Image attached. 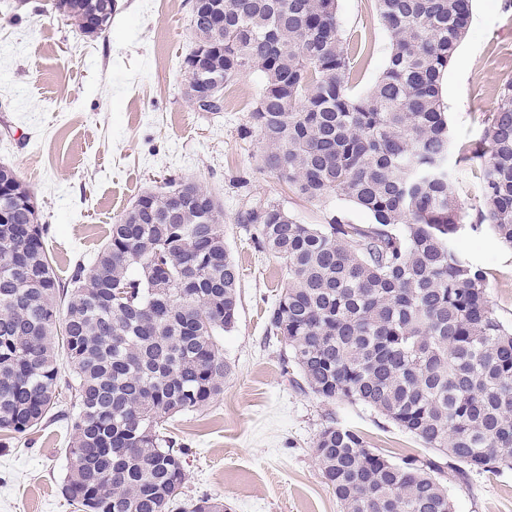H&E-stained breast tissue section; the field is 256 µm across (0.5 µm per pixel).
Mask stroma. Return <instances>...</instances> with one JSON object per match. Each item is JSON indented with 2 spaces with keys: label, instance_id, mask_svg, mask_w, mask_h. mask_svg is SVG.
I'll use <instances>...</instances> for the list:
<instances>
[{
  "label": "stroma",
  "instance_id": "stroma-1",
  "mask_svg": "<svg viewBox=\"0 0 512 512\" xmlns=\"http://www.w3.org/2000/svg\"><path fill=\"white\" fill-rule=\"evenodd\" d=\"M56 0H21L0 13V164L33 193L59 279L90 261L144 192L168 179L197 182L224 206V246L240 271L235 326L224 334V391L168 429L186 448L183 496H208L226 512H342L313 453L329 419L353 428L392 460L426 455L414 436L363 405L327 402L293 383L266 314L288 286L280 259L255 248L240 212L274 204L305 224L370 215L343 196L309 200L262 164L249 130L264 85L247 71L228 85L224 110L196 111L183 60L192 44L191 0H117L109 31L83 37ZM343 38H363L353 90L383 73L389 35L373 0H338ZM512 76V0H473L468 31L442 80L456 145L479 142L502 79ZM457 251L489 274V300L512 326V250L490 232L469 233ZM69 432L54 421L17 438L0 432V512H75L62 493ZM453 512H512V469L473 472L448 485Z\"/></svg>",
  "mask_w": 512,
  "mask_h": 512
}]
</instances>
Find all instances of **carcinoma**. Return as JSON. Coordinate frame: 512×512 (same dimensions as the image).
Here are the masks:
<instances>
[{"label": "carcinoma", "instance_id": "cac0c4a2", "mask_svg": "<svg viewBox=\"0 0 512 512\" xmlns=\"http://www.w3.org/2000/svg\"><path fill=\"white\" fill-rule=\"evenodd\" d=\"M337 0H224L208 75L264 76L250 119L262 163L309 200L331 193L372 222L304 224L272 204L245 210L258 248L283 260L288 287L267 313L307 389L369 406L433 456L394 462L329 421L318 466L343 512H452L447 482L512 468V327L488 300V272L455 249L488 228L512 247V78L485 116L484 143L453 148L442 79L464 38L471 0H374L390 37L379 79L352 89L363 50L343 39ZM76 28L114 0H58ZM479 161L481 205L463 223L455 171ZM0 165L14 196L0 223V431L22 437L53 418L70 426L62 486L79 512H224L186 500L185 449L164 432L224 390L221 336L236 323L239 271L224 212L184 182L145 192L67 282L52 268L48 225L17 199L29 190ZM180 203L172 207V197ZM65 350L71 377L62 376ZM70 406L57 410L62 389Z\"/></svg>", "mask_w": 512, "mask_h": 512}]
</instances>
